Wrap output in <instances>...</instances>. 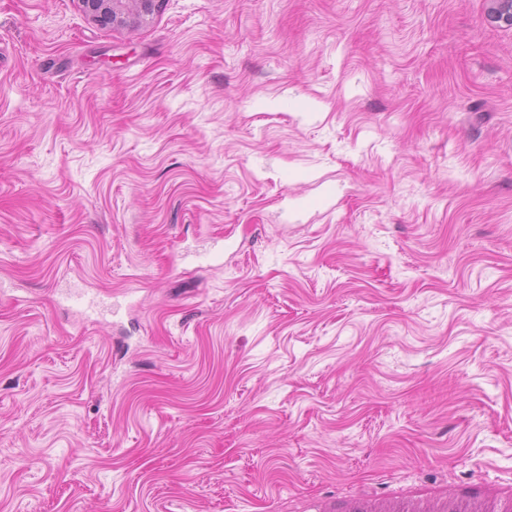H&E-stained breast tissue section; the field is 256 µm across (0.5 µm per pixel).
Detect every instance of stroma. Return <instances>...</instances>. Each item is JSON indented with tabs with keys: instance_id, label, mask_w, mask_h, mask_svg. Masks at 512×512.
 I'll use <instances>...</instances> for the list:
<instances>
[{
	"instance_id": "obj_1",
	"label": "stroma",
	"mask_w": 512,
	"mask_h": 512,
	"mask_svg": "<svg viewBox=\"0 0 512 512\" xmlns=\"http://www.w3.org/2000/svg\"><path fill=\"white\" fill-rule=\"evenodd\" d=\"M488 7L0 0V512L512 503ZM161 0H79L88 18L101 26L126 25L157 10Z\"/></svg>"
}]
</instances>
